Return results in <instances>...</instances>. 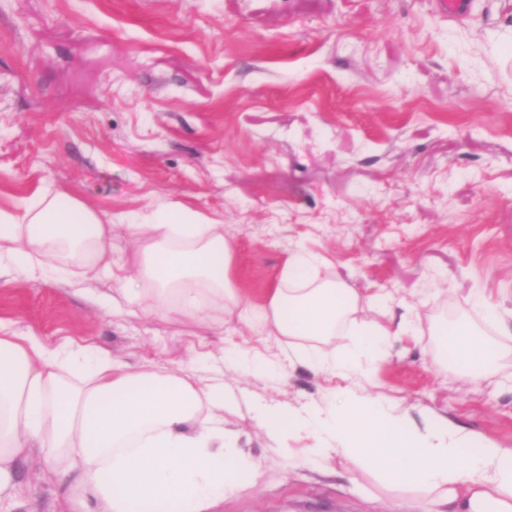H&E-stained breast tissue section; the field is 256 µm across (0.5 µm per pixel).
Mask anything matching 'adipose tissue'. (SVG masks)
Here are the masks:
<instances>
[{
    "instance_id": "ef3b65f1",
    "label": "adipose tissue",
    "mask_w": 512,
    "mask_h": 512,
    "mask_svg": "<svg viewBox=\"0 0 512 512\" xmlns=\"http://www.w3.org/2000/svg\"><path fill=\"white\" fill-rule=\"evenodd\" d=\"M112 230L75 195L42 186L22 215L0 210V270L34 274L59 258L94 268L112 250ZM125 230L136 243L137 275L118 278L117 298L209 324L240 308L223 225L165 204L154 223ZM359 310L350 289L319 279L316 258L298 250L254 319L266 339L313 341L292 350V361L369 380L409 322L389 327ZM343 329L358 338L352 352L319 351ZM434 334L449 366L471 377L487 369L491 347L465 325ZM223 410V386L133 371L94 345L50 349L33 336L0 335V497L12 496L18 463L32 453L70 512H214L259 476ZM265 425L272 436L317 440L305 456L289 453L290 468L336 456L401 489L389 512H512V448L444 420L414 430L376 395L303 415L273 413Z\"/></svg>"
}]
</instances>
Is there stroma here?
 I'll return each mask as SVG.
<instances>
[{
    "label": "stroma",
    "instance_id": "stroma-1",
    "mask_svg": "<svg viewBox=\"0 0 512 512\" xmlns=\"http://www.w3.org/2000/svg\"><path fill=\"white\" fill-rule=\"evenodd\" d=\"M45 183L113 221L111 275L50 270L0 277V332L54 348L93 344L117 364L224 387V425L260 466L220 512H380L395 497L368 474L352 484L289 470L267 411L301 412L371 390L411 427L439 419L512 448V354L467 379L432 331L467 317L468 298L512 326V0H0V209L22 214ZM161 203L221 221L230 278L260 309L297 250L373 316L417 331L394 338L372 381L287 364L279 376L229 371L228 350L277 357L253 324H203L107 302L132 274L129 224ZM20 462L21 494L0 512H66L57 487Z\"/></svg>",
    "mask_w": 512,
    "mask_h": 512
}]
</instances>
